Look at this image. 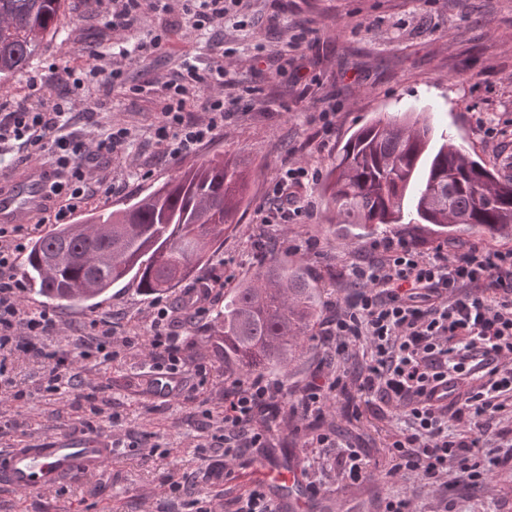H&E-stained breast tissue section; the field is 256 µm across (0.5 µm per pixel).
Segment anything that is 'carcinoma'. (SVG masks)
<instances>
[{
  "mask_svg": "<svg viewBox=\"0 0 512 512\" xmlns=\"http://www.w3.org/2000/svg\"><path fill=\"white\" fill-rule=\"evenodd\" d=\"M65 0H0V78L25 73L46 35H57ZM428 116L382 117L357 130L320 182L327 210L367 234L431 224L441 235L474 230L512 237V178L452 142L433 147ZM247 166L203 161L124 207L93 212L39 236L19 270L51 303L88 302L124 280L148 295L173 288L208 261L249 203ZM323 303L302 264L261 258L217 312L224 368L280 375L314 338Z\"/></svg>",
  "mask_w": 512,
  "mask_h": 512,
  "instance_id": "cac0c4a2",
  "label": "carcinoma"
}]
</instances>
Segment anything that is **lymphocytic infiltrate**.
Here are the masks:
<instances>
[{
	"instance_id": "obj_1",
	"label": "lymphocytic infiltrate",
	"mask_w": 512,
	"mask_h": 512,
	"mask_svg": "<svg viewBox=\"0 0 512 512\" xmlns=\"http://www.w3.org/2000/svg\"><path fill=\"white\" fill-rule=\"evenodd\" d=\"M230 17L225 0H184L181 14L164 20L159 34L134 45L132 52L147 58L166 46L176 30L202 31ZM223 81V67L189 63L161 84L143 85V93L162 103L160 137L169 155L193 153L223 125L220 97L206 100V120L186 115L190 96ZM69 120L62 104L40 98L0 111V146L16 142L31 156L54 152L57 167L49 194L67 198L53 215L58 224L67 223L89 191L88 155L112 154L128 137L126 128L109 127L97 133L89 150L65 135ZM30 234L22 224L0 226V396L16 401L26 393L6 364L9 356L44 357L50 394L59 392L71 367L66 356L36 344L55 333L58 312L20 304L26 284L16 264ZM371 253L349 265L357 291L325 322L337 355L363 341L370 346V361L350 386L339 377H314L299 404L304 413L319 414L330 395L350 387L378 398L399 410L405 423L388 448L391 474L410 472L441 486L453 470L469 486H479L488 467H512V443H498L490 426L506 409L504 395L512 393V368L504 363L512 358V248L474 245L453 253L441 247L425 252L406 239L384 238L372 243ZM156 309L150 344L174 374L181 364L178 338L170 330L168 306L160 303ZM471 378L478 379V386L462 391V383ZM282 395L280 384L260 375L231 382L224 408L225 456L265 447L267 431L256 416Z\"/></svg>"
}]
</instances>
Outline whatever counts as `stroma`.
<instances>
[{"mask_svg": "<svg viewBox=\"0 0 512 512\" xmlns=\"http://www.w3.org/2000/svg\"><path fill=\"white\" fill-rule=\"evenodd\" d=\"M244 28L221 22L207 35L184 30L152 57L101 60L108 44L122 38L147 40L162 14H142L126 31L111 29L98 0H67L59 19L64 34L47 39L27 73L0 82V103L31 96L32 76L52 90L53 101L71 112L66 129L82 141L113 124L130 131L118 153L93 163L95 177H108L112 192L79 203L72 221L102 208L123 207L190 165L226 154L244 159L251 172L250 202L239 224L196 274L160 299L173 311L179 338L181 387L158 397L151 384L159 359L152 354L154 304L158 297L136 286L115 287L97 304H60V329L50 349L65 353L73 376L60 392H44L45 362L30 355L9 364L30 396L0 400V449L22 448L65 431L92 429L111 436L120 455L102 470L35 494L0 488V512H233L251 490L264 461L294 455L306 488L325 486L329 496L361 497L377 512L387 494L411 497L414 512H441L444 501L460 512H512V468L488 472L478 489L455 481L429 486L414 476L389 475L383 448L398 434L393 408L371 399L361 420L349 416V402L330 397L322 417L304 416L298 405L306 385L319 374H335L334 343L317 330L303 357L289 365L277 420L266 447L225 457L213 444L224 416V389L232 373L212 343L214 317L227 292L249 280L261 257L304 261L318 279L325 303L344 302L353 290L348 265L366 257L370 237L350 238L331 221L317 181L300 189L299 216L277 218L274 186L292 167L326 173L345 141L380 114L425 112L437 131L450 135L473 159L512 176V0H241ZM305 34L298 48L293 35ZM199 67L220 65L224 83L198 93L188 105L203 117L207 96L239 99L224 125L192 155H164L156 132L160 103L133 94L134 86L162 82L184 59ZM103 68L97 80L87 72ZM121 69L127 89L112 88L107 70ZM336 108V129L323 136L313 113ZM497 129L488 137L486 125ZM391 234L415 241L423 250L438 245L512 247V237L488 233L437 234L429 224H395ZM221 286H213V278ZM210 288L208 311L197 317L186 303L195 290ZM112 323L111 362L82 357L81 340L92 322ZM339 429L373 458L371 473L352 484L342 478L332 448H312L315 433ZM244 473L245 481L216 480L215 469ZM181 493H173V485Z\"/></svg>", "mask_w": 512, "mask_h": 512, "instance_id": "obj_1", "label": "stroma"}]
</instances>
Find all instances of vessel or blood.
I'll return each mask as SVG.
<instances>
[{"label": "vessel or blood", "mask_w": 512, "mask_h": 512, "mask_svg": "<svg viewBox=\"0 0 512 512\" xmlns=\"http://www.w3.org/2000/svg\"><path fill=\"white\" fill-rule=\"evenodd\" d=\"M45 181L44 169L32 165L9 189L0 191V224L33 223L47 203ZM115 455L111 438L80 432L59 434L39 446L1 450L0 485L18 493H37L98 472ZM262 478L276 490L299 483L296 469L285 464L266 466Z\"/></svg>", "instance_id": "vessel-or-blood-1"}]
</instances>
